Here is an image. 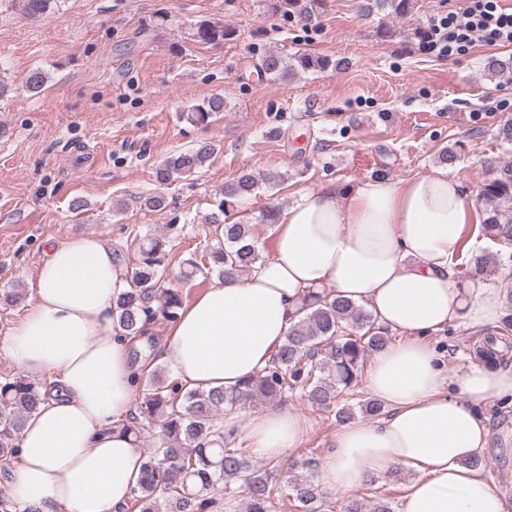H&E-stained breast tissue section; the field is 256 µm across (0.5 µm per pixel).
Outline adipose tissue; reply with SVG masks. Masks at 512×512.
<instances>
[{
    "mask_svg": "<svg viewBox=\"0 0 512 512\" xmlns=\"http://www.w3.org/2000/svg\"><path fill=\"white\" fill-rule=\"evenodd\" d=\"M478 221L473 199L442 167L406 181L369 177L304 191L274 224L270 259L214 280L180 309L162 359L184 389L231 391L268 364L307 294L365 305L396 336L364 377L384 413L337 429L320 468L323 488L348 493L402 466L415 478L401 512H506L502 492L468 461L489 440L479 407L512 394V370L475 365L447 391L426 341L454 321L500 324V289L479 274L461 286L451 273L465 225ZM121 286L99 236L51 245L38 269L7 350L52 388L19 434L9 490L16 512H124L133 496L143 450L120 423L142 365L112 315ZM224 428L244 437L255 459L281 460L308 424L282 409L231 415Z\"/></svg>",
    "mask_w": 512,
    "mask_h": 512,
    "instance_id": "ef3b65f1",
    "label": "adipose tissue"
}]
</instances>
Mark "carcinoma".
I'll list each match as a JSON object with an SVG mask.
<instances>
[{
	"mask_svg": "<svg viewBox=\"0 0 512 512\" xmlns=\"http://www.w3.org/2000/svg\"><path fill=\"white\" fill-rule=\"evenodd\" d=\"M55 0H18L21 10L31 18L50 13ZM271 15L298 18L307 23L324 12L326 0H263ZM413 0H362L361 15L403 17ZM233 28L201 18L191 27L190 39L200 44H218L234 39ZM329 61L307 52L283 56L272 51L262 59L261 68L270 79L286 83L300 73L321 71ZM512 70V63L491 57L485 64L490 78ZM224 111V98L208 97L193 106L187 119L206 124ZM214 154V146L201 144L169 156L157 169L156 178L167 184L183 175L204 168ZM489 176L479 188L481 231L493 243L512 246V164L500 166L486 162ZM284 181L281 174L255 176L243 173L224 184V200L208 223L222 228L205 245L207 261H183V277L197 275L219 279L247 274L264 257L257 246L255 225L247 217L235 219L242 202L259 189L263 181ZM168 241L151 233L138 239L135 257L121 273L123 289L114 298L119 326L129 336H142L147 327L163 318L173 321L184 305L182 292L165 286ZM500 264L497 252L489 250L476 258L474 269L490 272ZM301 316L289 330L269 366L250 377L231 392L222 389L183 390L179 382L166 375L164 367L138 376L142 389L136 411L125 419L122 428L135 440L142 438L147 425L159 428L157 439L144 454L141 474L131 499L132 512H212L216 496L238 485L246 493V512H279L283 499L278 476L286 471L297 512H320L323 492L314 480L316 463L292 458L260 462L234 447L235 439L224 434V415L251 404L288 401L298 394L311 407H336L340 424L356 416L377 417L383 406L367 397L354 398L366 356L391 342L389 331L378 325L370 312L346 299L329 298L325 291L310 295L300 308ZM43 385L36 379L15 374L0 379V456L15 457L20 448L18 434L25 421L43 399ZM344 512H396L393 501L373 492L369 498L353 500Z\"/></svg>",
	"mask_w": 512,
	"mask_h": 512,
	"instance_id": "cac0c4a2",
	"label": "carcinoma"
}]
</instances>
